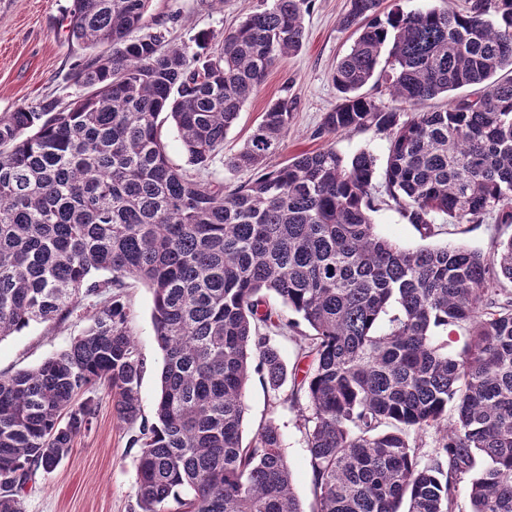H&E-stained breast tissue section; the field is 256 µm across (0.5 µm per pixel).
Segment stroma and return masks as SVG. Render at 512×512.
<instances>
[{"mask_svg": "<svg viewBox=\"0 0 512 512\" xmlns=\"http://www.w3.org/2000/svg\"><path fill=\"white\" fill-rule=\"evenodd\" d=\"M72 0H0V113L47 98L69 99L76 89L68 80L73 66L86 55L68 36L66 15ZM248 0H152L149 18L165 22L170 39L193 44L203 32L220 37L235 26ZM349 0H315L305 18L301 51L276 64L260 92L242 108L224 139V149L211 163L209 177L235 187L250 180L252 170L233 171L227 159L248 140L270 101L288 98L293 116L287 136L265 165L275 168L303 151L322 147L315 131L325 112L336 106L340 94L331 80L337 61L350 50L355 36L342 28L341 17ZM343 158L360 151L372 152L378 167H385L388 137L368 129L339 133L331 141ZM373 194L377 209L371 219L376 232L406 248L459 244L488 254L512 237V224L499 223L496 213L480 222L459 224L436 217L431 235H423L402 215L385 191L383 177H376ZM130 306L129 327L144 364L139 396L141 413L152 420L164 357L154 332L152 293L141 283L126 290ZM282 331L270 342L280 352L288 371L305 372L300 357V327L288 308H281ZM81 312L61 324L33 323L0 341V372L13 373L38 366L70 346L86 328ZM293 379L272 389L252 377L245 390L247 420L244 441H251L265 422H274L282 436L285 456L292 468L297 498L304 512L314 506L308 468L306 430L293 391ZM100 409L90 429L79 436L70 454L52 472H37L24 497L25 512H136L138 448L129 444L131 429L116 413L112 398L98 390Z\"/></svg>", "mask_w": 512, "mask_h": 512, "instance_id": "obj_1", "label": "stroma"}]
</instances>
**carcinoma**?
Returning a JSON list of instances; mask_svg holds the SVG:
<instances>
[{
  "mask_svg": "<svg viewBox=\"0 0 512 512\" xmlns=\"http://www.w3.org/2000/svg\"><path fill=\"white\" fill-rule=\"evenodd\" d=\"M151 2L72 0L69 36L89 50L71 76L81 92L0 113V340L91 311L67 349L0 374V512H25L32 476L89 430L100 385L139 424L138 512H303L279 428L242 440L252 374L274 389L287 375L266 334L282 323L268 292L309 330L297 390L315 512H453L466 478L470 512H512V292L499 288L512 237L486 255L380 236L369 151L346 161L327 145L263 168L288 135L286 98L226 162L257 171L248 183L228 190L173 166L162 119L207 169L269 70L302 48L313 0H259L193 47L149 23ZM382 4L349 0L340 24L356 39L332 73L341 101L316 135L386 133L387 196L426 234L439 215L477 223L496 209L512 224V0ZM379 72L393 107L360 93ZM474 86L445 110L401 112ZM129 279L152 292L164 355L150 424ZM461 323L469 341L450 357L434 333ZM428 430L438 444L422 455L409 434Z\"/></svg>",
  "mask_w": 512,
  "mask_h": 512,
  "instance_id": "carcinoma-1",
  "label": "carcinoma"
}]
</instances>
